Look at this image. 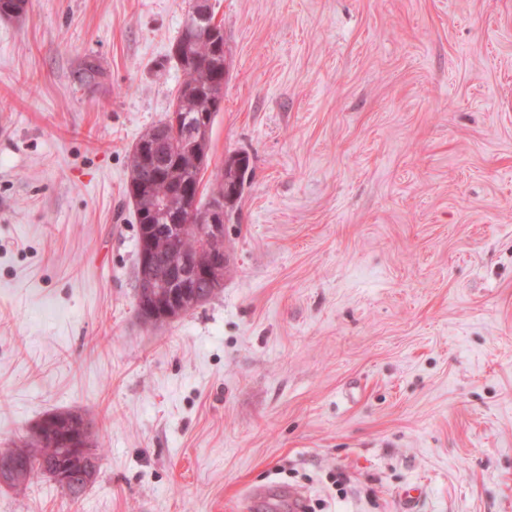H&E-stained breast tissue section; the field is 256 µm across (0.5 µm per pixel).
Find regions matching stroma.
<instances>
[{"mask_svg":"<svg viewBox=\"0 0 512 512\" xmlns=\"http://www.w3.org/2000/svg\"><path fill=\"white\" fill-rule=\"evenodd\" d=\"M211 2L203 180L251 168L223 288L158 327L126 188L191 0L0 18V448L80 410L106 451L0 512H512V0Z\"/></svg>","mask_w":512,"mask_h":512,"instance_id":"1","label":"stroma"}]
</instances>
